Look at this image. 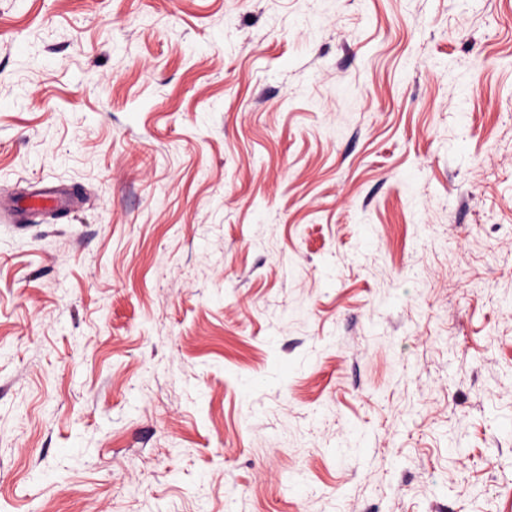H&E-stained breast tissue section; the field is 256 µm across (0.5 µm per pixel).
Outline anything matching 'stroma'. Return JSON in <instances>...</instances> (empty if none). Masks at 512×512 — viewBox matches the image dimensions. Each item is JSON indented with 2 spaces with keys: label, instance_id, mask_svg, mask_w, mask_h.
Masks as SVG:
<instances>
[{
  "label": "stroma",
  "instance_id": "35a3bbf8",
  "mask_svg": "<svg viewBox=\"0 0 512 512\" xmlns=\"http://www.w3.org/2000/svg\"><path fill=\"white\" fill-rule=\"evenodd\" d=\"M0 512H512V0H0Z\"/></svg>",
  "mask_w": 512,
  "mask_h": 512
}]
</instances>
